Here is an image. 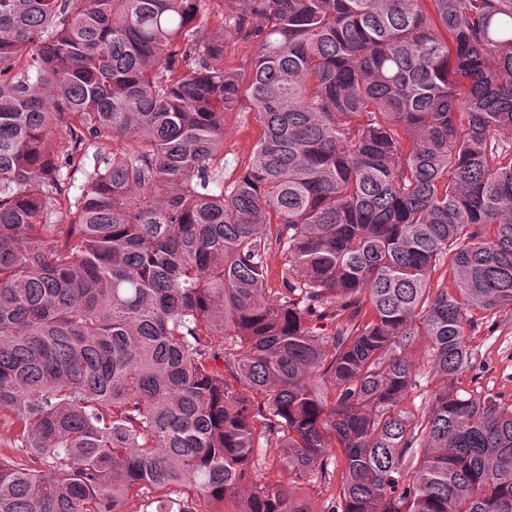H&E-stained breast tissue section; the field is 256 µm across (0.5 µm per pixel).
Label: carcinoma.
Segmentation results:
<instances>
[{
    "instance_id": "obj_1",
    "label": "carcinoma",
    "mask_w": 512,
    "mask_h": 512,
    "mask_svg": "<svg viewBox=\"0 0 512 512\" xmlns=\"http://www.w3.org/2000/svg\"><path fill=\"white\" fill-rule=\"evenodd\" d=\"M234 2L0 0V512H310L256 450L326 481L335 442L330 512H512V411L462 382L512 308V0ZM256 53L253 42L243 41L233 34L224 37V59L221 65L225 69H234L242 75L243 86H247L250 80L251 64ZM263 135V127L252 112L224 113V176L232 180L248 162ZM232 172L235 174L232 177ZM266 261L269 270L268 288L272 291L271 296L282 288V277L286 274L284 259L278 246L271 245ZM442 383L443 381L438 377L424 378L421 381L422 386L411 392L402 406L417 416L422 413L427 406L431 393H433L434 390Z\"/></svg>"
}]
</instances>
